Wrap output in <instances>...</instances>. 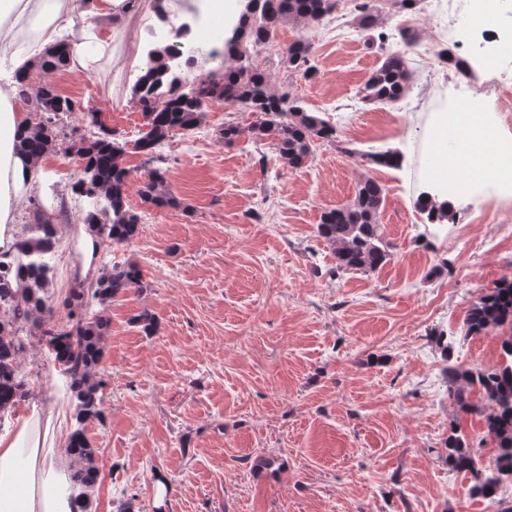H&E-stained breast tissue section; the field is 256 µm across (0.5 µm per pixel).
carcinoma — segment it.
Here are the masks:
<instances>
[{"label":"carcinoma","instance_id":"carcinoma-1","mask_svg":"<svg viewBox=\"0 0 512 512\" xmlns=\"http://www.w3.org/2000/svg\"><path fill=\"white\" fill-rule=\"evenodd\" d=\"M339 0H252L243 8L242 22L224 44V55L234 65L223 74L196 66L192 81L176 73L168 61L165 46L147 56L146 68L134 86V97L144 120L135 148L160 160L155 149L174 132H189L201 126L209 107L216 100L256 115L257 120L242 128L228 123L217 130L218 137L232 143L248 132L268 141L282 162L298 169L309 160L315 142L335 140V129L320 116L305 110L300 101L274 88L268 74L253 61V54L266 45L278 29L318 24L332 15ZM354 24L367 45H385L392 35L373 0L357 5ZM311 43L299 38L288 45L283 65L310 78ZM67 67V56L54 50L45 52L38 69L51 74ZM411 74L406 57L397 50L376 68L361 90V99L370 104L402 99L410 88ZM18 93L31 101L33 111L41 114L29 122L25 136L18 142V153L32 161L49 154L62 153L81 163L72 186L74 193L90 200L83 211L86 224L98 245L120 247L143 232L142 216L127 204L126 185L132 170L124 163L127 142L120 141L99 112L86 115V131L66 130L63 117L82 111L79 100L60 97L54 84L44 81L30 94L28 78H18ZM379 165L397 167L401 155L386 150L368 154ZM140 196L144 203L158 209L173 205L166 170L157 167L143 175ZM384 189L375 180L365 179L349 203L321 215L317 233L336 257V271L354 270L373 273L389 259L392 245L386 240L378 215L384 203ZM416 207L430 223H441L455 216L454 206L439 207L430 194L421 192ZM26 235L11 249L0 254V417L14 411L27 396L18 377V359L30 337H38L52 347L55 361L68 380L75 421L70 435V452L78 460L68 474L72 486L81 491L85 510L92 506L96 481L102 462L98 449L85 433L86 423L105 419L104 389L110 372L106 367L104 342L109 332L106 315L118 296L145 287L137 262L126 260L105 264L97 279L87 288H72L64 301L66 322L54 323L55 307L51 288L52 253L57 243L56 225L37 218L25 225ZM465 335L477 336L506 325L512 326V281L504 280L482 294L467 310L463 321ZM507 363L492 369H445L448 398L457 412L479 415L485 436L494 445L488 465L477 463L467 436L459 424L450 426L446 448L448 467L470 475L473 496L496 503L495 495L503 479L512 476V336L502 341ZM478 399H473V395Z\"/></svg>","mask_w":512,"mask_h":512}]
</instances>
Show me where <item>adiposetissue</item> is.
<instances>
[{"mask_svg": "<svg viewBox=\"0 0 512 512\" xmlns=\"http://www.w3.org/2000/svg\"><path fill=\"white\" fill-rule=\"evenodd\" d=\"M129 0H0V65L9 64L11 76L0 79V247L13 241V224L25 185L44 171L43 162L23 161L14 145L27 123L16 100L15 75L30 73L47 46L69 38L68 68L89 70L96 48L110 40L112 18L128 11ZM86 25L74 33L75 18ZM466 130L470 146L467 178L441 176L435 187L453 196L464 194L470 183L500 182L503 161L512 159V134H502L491 122L455 115ZM52 430H40L38 419L19 423L15 432L0 434V512H81L83 504L67 480L72 457H53Z\"/></svg>", "mask_w": 512, "mask_h": 512, "instance_id": "1", "label": "adipose tissue"}]
</instances>
